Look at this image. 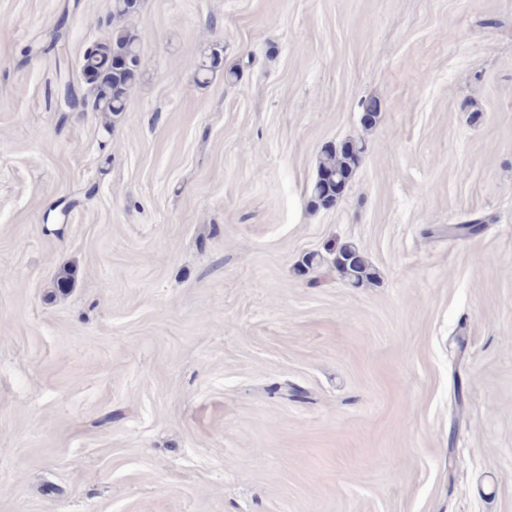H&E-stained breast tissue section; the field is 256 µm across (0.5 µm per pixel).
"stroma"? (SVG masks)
Here are the masks:
<instances>
[{"label": "stroma", "instance_id": "1", "mask_svg": "<svg viewBox=\"0 0 512 512\" xmlns=\"http://www.w3.org/2000/svg\"><path fill=\"white\" fill-rule=\"evenodd\" d=\"M127 25L125 111L77 112L106 0H0V512H512V0ZM346 244L377 282L329 271ZM353 147H352V144ZM352 148L358 153H365L366 143L363 140L346 141L339 149L326 147L319 156L317 164V177L310 189V204L319 209L333 204L340 196L346 185L335 186L338 183H350L356 166L362 161V154H355L354 163Z\"/></svg>", "mask_w": 512, "mask_h": 512}]
</instances>
